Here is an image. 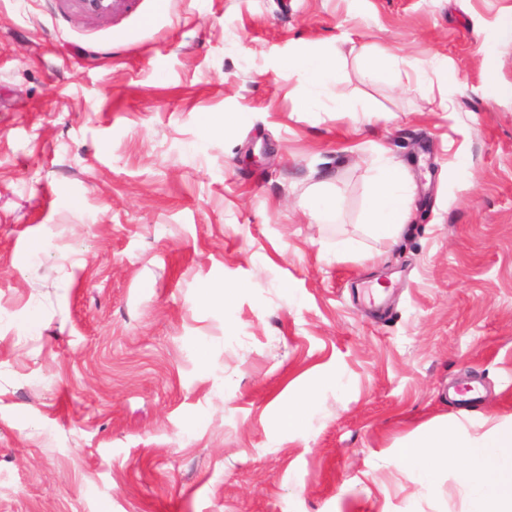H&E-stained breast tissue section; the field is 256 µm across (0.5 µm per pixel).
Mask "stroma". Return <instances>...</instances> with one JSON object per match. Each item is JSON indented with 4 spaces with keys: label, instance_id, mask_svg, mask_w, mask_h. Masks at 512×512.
Wrapping results in <instances>:
<instances>
[{
    "label": "stroma",
    "instance_id": "obj_1",
    "mask_svg": "<svg viewBox=\"0 0 512 512\" xmlns=\"http://www.w3.org/2000/svg\"><path fill=\"white\" fill-rule=\"evenodd\" d=\"M510 15L0 0V512H467L455 470L392 459L433 419L512 417ZM319 52L338 79L307 103L288 62ZM379 150L414 186L390 244L362 227ZM308 208L316 221L327 223L335 213L336 198L331 192L317 186L309 195ZM314 400L315 395L310 390H300L280 399L271 412L276 428L288 433L297 430L302 424L304 412L314 404Z\"/></svg>",
    "mask_w": 512,
    "mask_h": 512
}]
</instances>
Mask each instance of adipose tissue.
<instances>
[{
  "instance_id": "adipose-tissue-1",
  "label": "adipose tissue",
  "mask_w": 512,
  "mask_h": 512,
  "mask_svg": "<svg viewBox=\"0 0 512 512\" xmlns=\"http://www.w3.org/2000/svg\"><path fill=\"white\" fill-rule=\"evenodd\" d=\"M288 66L303 74L310 100L337 79L336 59L331 55L298 56ZM371 164L375 176L363 226L375 239L393 242L409 218L413 188L401 166L383 152H376ZM484 424V432L473 434L459 424L430 421L399 445L394 461L433 485L449 457H459L462 466L457 477L472 491L468 512H512V418L489 416Z\"/></svg>"
}]
</instances>
